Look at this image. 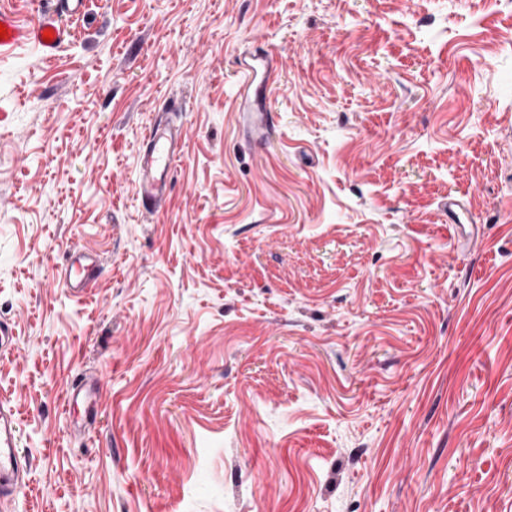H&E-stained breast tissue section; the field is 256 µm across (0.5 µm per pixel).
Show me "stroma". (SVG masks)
Instances as JSON below:
<instances>
[{"label": "stroma", "instance_id": "35a3bbf8", "mask_svg": "<svg viewBox=\"0 0 512 512\" xmlns=\"http://www.w3.org/2000/svg\"><path fill=\"white\" fill-rule=\"evenodd\" d=\"M72 28L0 54V403L29 469L0 512H512V0H85ZM245 83L248 87V105L246 112L242 113L247 120L253 136L261 138L272 127L273 115L267 103V85L255 84V78L251 70L245 74ZM250 87H253L252 96L249 97ZM182 126L156 121L143 138L137 200L148 213L162 211L169 200V175L180 158ZM102 263L99 255L91 250H75L68 256L63 269L66 288L77 297L85 296L97 281ZM100 380L93 379L89 383L73 385L66 399V406L71 410L74 406L81 407L87 417L94 416L98 406Z\"/></svg>", "mask_w": 512, "mask_h": 512}]
</instances>
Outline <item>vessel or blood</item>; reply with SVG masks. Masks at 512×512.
Masks as SVG:
<instances>
[{
	"label": "vessel or blood",
	"instance_id": "1",
	"mask_svg": "<svg viewBox=\"0 0 512 512\" xmlns=\"http://www.w3.org/2000/svg\"><path fill=\"white\" fill-rule=\"evenodd\" d=\"M52 12L43 21L31 26L22 22L16 13L0 6V25L7 34L0 40V53L22 42L39 45L44 53H54L69 37L67 19L78 14L83 0H54ZM51 41H44V34ZM245 83L252 89L244 114L254 137H262L273 122L267 103L266 86L256 83L253 74H246ZM183 144L181 127L168 121L155 122L143 138L140 153L137 200L149 213L162 211L169 199V175L180 158ZM102 263L97 253L82 249L70 253L63 270L66 288L77 297L85 296L97 281ZM101 383L91 380L73 385L66 399L67 407H80L86 416H93L98 406ZM17 419L12 410L0 405V498H9L15 485L22 481L28 469L19 453Z\"/></svg>",
	"mask_w": 512,
	"mask_h": 512
}]
</instances>
